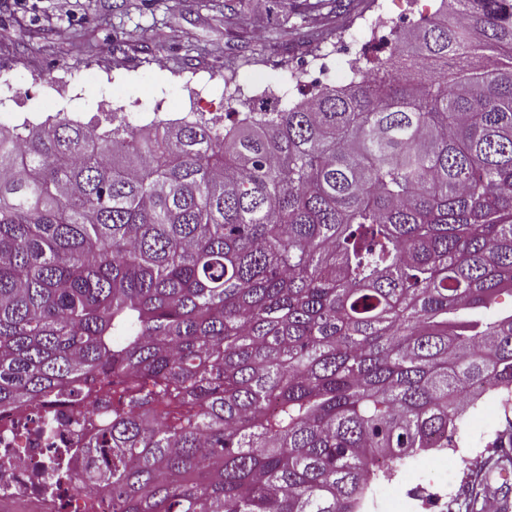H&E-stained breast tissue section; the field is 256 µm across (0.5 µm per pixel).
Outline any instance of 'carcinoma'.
<instances>
[{
    "label": "carcinoma",
    "instance_id": "carcinoma-1",
    "mask_svg": "<svg viewBox=\"0 0 512 512\" xmlns=\"http://www.w3.org/2000/svg\"><path fill=\"white\" fill-rule=\"evenodd\" d=\"M441 3L292 106L0 130V412L138 377L81 477L112 512H361L475 390L512 412V0Z\"/></svg>",
    "mask_w": 512,
    "mask_h": 512
}]
</instances>
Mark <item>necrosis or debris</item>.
<instances>
[{
	"mask_svg": "<svg viewBox=\"0 0 512 512\" xmlns=\"http://www.w3.org/2000/svg\"><path fill=\"white\" fill-rule=\"evenodd\" d=\"M119 392V387L108 386L89 402L61 389L53 400L55 429L50 435L39 427L42 408L37 404L0 413V419L18 427L14 434L0 428V506L16 512H112L108 498L74 481L85 467L93 434L74 424L72 411L78 406L97 418Z\"/></svg>",
	"mask_w": 512,
	"mask_h": 512,
	"instance_id": "obj_1",
	"label": "necrosis or debris"
}]
</instances>
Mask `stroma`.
Here are the masks:
<instances>
[{"mask_svg":"<svg viewBox=\"0 0 512 512\" xmlns=\"http://www.w3.org/2000/svg\"><path fill=\"white\" fill-rule=\"evenodd\" d=\"M248 17L213 9L209 0H0V63L12 67L15 85L0 87V127L22 117L39 122L65 115L85 122L134 105L132 123L187 114L247 111L277 93L291 58L318 61L339 33L363 20L391 18L410 32L440 0H353L349 12L311 15L304 36L278 26L274 0H246ZM263 30L253 27L254 16ZM499 421L494 394L467 409L455 447L407 457L393 474L375 481L365 512H458L462 490L490 453ZM437 486L443 501L423 505Z\"/></svg>","mask_w":512,"mask_h":512,"instance_id":"1","label":"stroma"}]
</instances>
